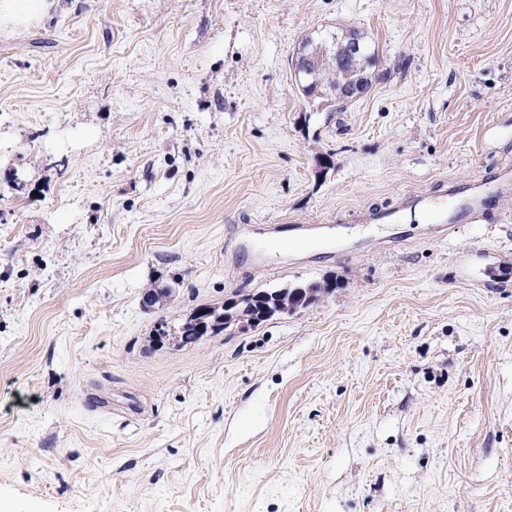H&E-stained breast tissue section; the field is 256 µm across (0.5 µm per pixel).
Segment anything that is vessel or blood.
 I'll use <instances>...</instances> for the list:
<instances>
[{
    "instance_id": "vessel-or-blood-1",
    "label": "vessel or blood",
    "mask_w": 512,
    "mask_h": 512,
    "mask_svg": "<svg viewBox=\"0 0 512 512\" xmlns=\"http://www.w3.org/2000/svg\"><path fill=\"white\" fill-rule=\"evenodd\" d=\"M509 190H512V179L505 178L496 184L477 181L446 197L412 195L407 202L422 214L426 223L450 230L461 221L485 214L497 195Z\"/></svg>"
}]
</instances>
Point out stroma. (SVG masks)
<instances>
[{"label":"stroma","mask_w":512,"mask_h":512,"mask_svg":"<svg viewBox=\"0 0 512 512\" xmlns=\"http://www.w3.org/2000/svg\"><path fill=\"white\" fill-rule=\"evenodd\" d=\"M326 25L377 50L340 112L293 76ZM504 168L512 0H48L1 24L0 512H512V191L445 238L357 221ZM293 224L328 230L298 247ZM326 279L299 313L158 336ZM209 308L210 316L202 325V328L198 326L203 322L199 320V317L195 316V312L198 310L196 309L193 313L189 314L173 334H170L168 330L162 328L159 329L158 336L162 339L174 335L178 344L185 346L196 342L209 331L211 335H216L229 328H244L250 326L255 316L252 312L247 314L243 313V311L240 310L239 301L234 299L225 300L224 309L220 308V311L219 309L214 310L212 307Z\"/></svg>","instance_id":"35a3bbf8"}]
</instances>
